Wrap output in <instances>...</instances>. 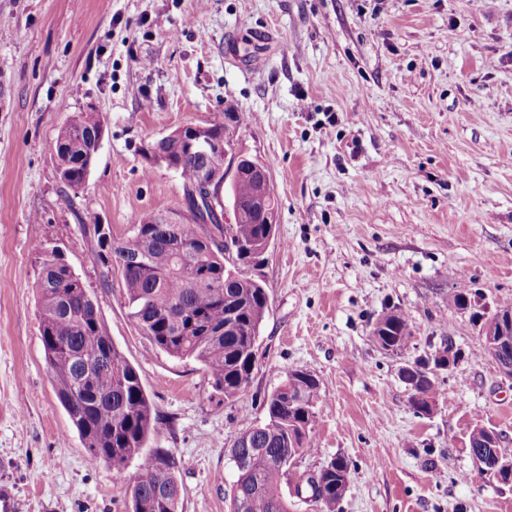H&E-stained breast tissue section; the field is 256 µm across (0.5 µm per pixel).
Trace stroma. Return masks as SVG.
Returning a JSON list of instances; mask_svg holds the SVG:
<instances>
[{"label":"stroma","mask_w":512,"mask_h":512,"mask_svg":"<svg viewBox=\"0 0 512 512\" xmlns=\"http://www.w3.org/2000/svg\"><path fill=\"white\" fill-rule=\"evenodd\" d=\"M79 112L103 136L69 195L54 143ZM228 112L278 200L251 272L269 311L234 402L197 361L150 348L81 230L119 238L133 215L184 212L179 174L144 150ZM39 241L137 369L179 512H229L232 439L296 369L320 393L317 450L284 487L291 512H313L295 484L335 458L353 472L339 512H512V487L463 479L473 426L512 449V380L477 355L484 317L512 301V0H0V485L17 512H126L127 477L88 462L46 371ZM460 288L469 309L448 302ZM395 307L413 336L392 353L372 328ZM449 338L460 358L419 413L401 370Z\"/></svg>","instance_id":"stroma-1"}]
</instances>
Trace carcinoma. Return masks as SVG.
<instances>
[{
  "instance_id": "carcinoma-1",
  "label": "carcinoma",
  "mask_w": 512,
  "mask_h": 512,
  "mask_svg": "<svg viewBox=\"0 0 512 512\" xmlns=\"http://www.w3.org/2000/svg\"><path fill=\"white\" fill-rule=\"evenodd\" d=\"M101 139V118L93 113L80 112L59 130L55 151L67 173L65 189L80 190ZM166 149L182 156L179 176L185 197L204 166L224 164V155L201 153L175 139ZM229 192L241 212L232 223L215 225L218 238L205 234L207 217L192 206L179 224H146L137 216L123 238L96 224L93 235L105 274L120 271L129 316L151 349L199 362L230 402L246 391L255 368L269 297L246 269L260 262L265 238L275 233L267 220H276L277 204L270 190L266 207H254L262 188L253 176L239 179ZM33 251L40 259L35 290L46 370L88 461L107 463L119 475L137 462L126 488L128 512H178L177 463L162 449H150L158 433L157 417L138 371L111 343L94 297L58 248L38 242ZM372 334L382 349L403 350L412 337L409 318L398 308L389 309L378 317ZM319 390L312 374L289 372L267 397L265 420L234 437L232 512H289L283 484L296 459L314 453L310 432ZM412 390L414 406L430 412L433 381L421 375ZM485 437L484 429L468 436L469 455L477 457L469 473L482 481L503 471L497 458L480 448ZM351 477L348 462L334 458L319 470V481L305 483L315 512H336Z\"/></svg>"
}]
</instances>
